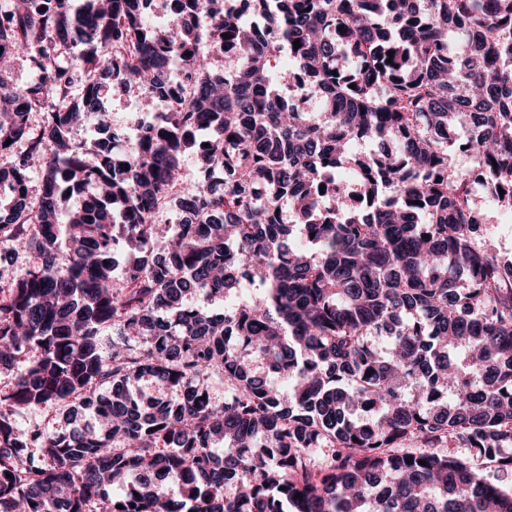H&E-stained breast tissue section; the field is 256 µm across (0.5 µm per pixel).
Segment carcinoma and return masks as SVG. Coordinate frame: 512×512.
Returning a JSON list of instances; mask_svg holds the SVG:
<instances>
[{
    "mask_svg": "<svg viewBox=\"0 0 512 512\" xmlns=\"http://www.w3.org/2000/svg\"><path fill=\"white\" fill-rule=\"evenodd\" d=\"M152 2L0 14V62L39 72L0 68V242L32 254L0 258V512H512L483 476L512 474V260L474 191L512 213V0ZM113 90L175 107L78 146ZM47 405L61 428L17 426Z\"/></svg>",
    "mask_w": 512,
    "mask_h": 512,
    "instance_id": "carcinoma-1",
    "label": "carcinoma"
}]
</instances>
